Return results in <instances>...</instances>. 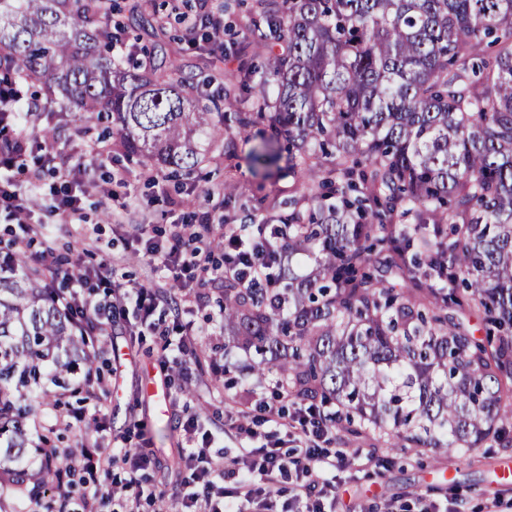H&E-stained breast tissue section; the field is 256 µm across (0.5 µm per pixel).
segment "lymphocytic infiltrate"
Instances as JSON below:
<instances>
[{"instance_id": "f902f5d3", "label": "lymphocytic infiltrate", "mask_w": 512, "mask_h": 512, "mask_svg": "<svg viewBox=\"0 0 512 512\" xmlns=\"http://www.w3.org/2000/svg\"><path fill=\"white\" fill-rule=\"evenodd\" d=\"M285 231L278 224H260L250 234L236 229L224 232L223 264H213L209 251L196 231L185 224L172 225L161 241H145V257L172 271L178 288L203 287L204 274L223 279L235 274L243 287L255 284L276 287L273 273L285 255ZM60 300L77 307L91 320L95 335H104L113 315L126 304H133L141 322H148L159 305L157 292L144 284L127 285L115 281L107 263L84 268L71 281ZM261 421L267 434H258L252 424L236 422L238 432L253 446L232 462L215 452L217 439L203 430L197 418L179 421L187 443L182 458L174 498L178 512H274V495L281 478H288V498L304 504V512H321L324 499L334 488L318 484L313 470L323 463L322 443L330 427L317 403L308 402L288 415L265 400H258ZM297 441L294 451H286L283 437ZM110 446L94 441L83 444L75 466L57 470L53 494L62 504L81 499L82 512H110L112 496Z\"/></svg>"}]
</instances>
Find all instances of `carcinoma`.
<instances>
[{
    "mask_svg": "<svg viewBox=\"0 0 512 512\" xmlns=\"http://www.w3.org/2000/svg\"><path fill=\"white\" fill-rule=\"evenodd\" d=\"M266 61L227 111L162 52L108 54L149 20L112 0H0V83L57 88L112 124L120 152L189 176L204 144L266 119L317 188L264 223L288 225L283 287L224 276L228 345L249 376L390 448L512 447V0H255ZM496 46L488 62L483 46ZM0 113V154L21 152ZM475 316L473 331L465 320ZM57 303L29 255L0 260V512H59L29 454L47 385L70 388L103 349ZM481 337H476L475 332Z\"/></svg>",
    "mask_w": 512,
    "mask_h": 512,
    "instance_id": "cac0c4a2",
    "label": "carcinoma"
}]
</instances>
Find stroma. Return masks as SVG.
Masks as SVG:
<instances>
[{
    "label": "stroma",
    "instance_id": "stroma-1",
    "mask_svg": "<svg viewBox=\"0 0 512 512\" xmlns=\"http://www.w3.org/2000/svg\"><path fill=\"white\" fill-rule=\"evenodd\" d=\"M117 5L138 4L152 17L148 32L130 29L124 36L125 53L144 57L155 43L166 49L185 72L207 80L213 93L237 91L242 64L255 59L258 49L250 36L253 0H116ZM218 12L226 33L223 51L210 45H191L185 28L200 7ZM40 107L28 114L30 142L44 138L45 129H55L57 144L53 161L38 184H31L33 162H26L15 175L12 189L27 199L26 219L36 251L49 250L83 266L96 265L101 257L112 261L115 278L129 283H156L166 288L168 299L160 311L167 322L222 320L223 290L208 288L205 302L181 296L172 279L154 270L145 257L135 254L133 236L162 239L170 225L181 223L195 212L215 217L204 241L219 250L225 224H241L240 204H247L258 219L285 212L288 200L299 197L307 179L288 173L285 164L270 168L255 165L253 149L263 141H274L280 151L288 143L276 138L267 124H258L237 134V156L224 155L214 143L201 169L188 178H151L149 170L112 151L106 124L90 112H49L47 98L38 94ZM85 179L88 192L82 200V220L77 224L54 223L50 235L39 233L47 199L63 192L70 182ZM131 314L117 315L102 341L106 363L102 373L111 383L102 410L110 425L115 454L112 480L124 477L121 451L141 448L151 453L148 468L149 495L141 500L140 512H174L176 503L168 492L177 479L179 456L186 442L177 427L179 419L195 417L203 428H211L222 414L249 411L254 396L269 395V385L254 386L253 396L240 388H228L235 369L224 368L223 329L197 337L196 354L190 360L191 379L170 386L166 413H156L145 395L147 385L159 378L157 358L161 343L155 336L129 332ZM328 455L344 452L342 467L324 468L322 481L336 487V512H422L425 504L452 512H488L494 499H512V447L480 446L466 453L429 448L388 449L373 435L352 434L338 427L328 435Z\"/></svg>",
    "mask_w": 512,
    "mask_h": 512
}]
</instances>
